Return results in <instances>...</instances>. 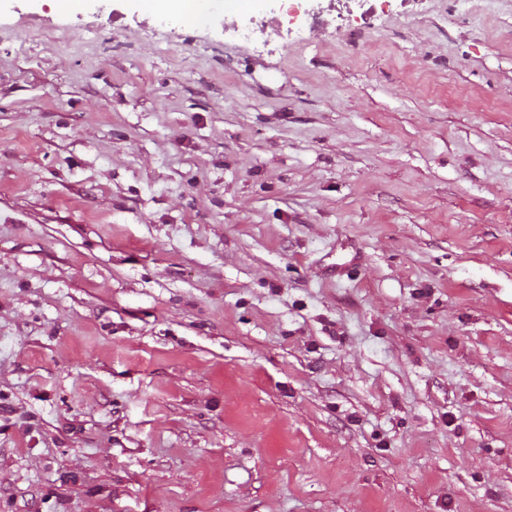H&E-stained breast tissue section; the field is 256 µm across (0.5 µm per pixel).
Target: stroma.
Here are the masks:
<instances>
[{"label":"stroma","instance_id":"1","mask_svg":"<svg viewBox=\"0 0 512 512\" xmlns=\"http://www.w3.org/2000/svg\"><path fill=\"white\" fill-rule=\"evenodd\" d=\"M295 7L0 0V512H512V0ZM143 6L153 13L184 14L199 9L197 0H143Z\"/></svg>","mask_w":512,"mask_h":512}]
</instances>
